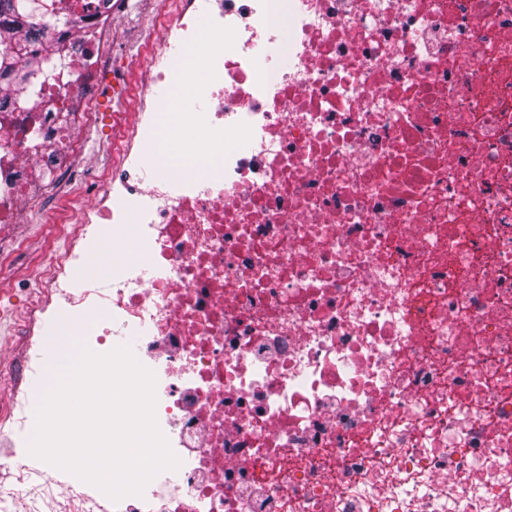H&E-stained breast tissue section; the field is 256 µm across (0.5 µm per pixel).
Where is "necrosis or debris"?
Returning <instances> with one entry per match:
<instances>
[{"mask_svg":"<svg viewBox=\"0 0 512 512\" xmlns=\"http://www.w3.org/2000/svg\"><path fill=\"white\" fill-rule=\"evenodd\" d=\"M71 2L65 78L16 112L0 81V282L48 261L11 328L31 374L74 334L155 373L182 464L122 512H512V0H175L104 165L118 18ZM191 137L209 172L168 175ZM83 487L0 512H109ZM102 112H105L106 118L103 122L96 128L90 130L86 133L87 140V152L98 159L99 162L104 163L108 161L109 157L106 153L107 144L110 141V127H109V111L106 110V106H104L103 98H101ZM180 144L178 142H167L163 145V147L159 151V161L162 163L164 167L166 166H175L177 165V160L174 158H178L182 163L195 166V169L198 174H205L208 172V168L204 161H201L197 155H192L189 157H184L178 153V148Z\"/></svg>","mask_w":512,"mask_h":512,"instance_id":"necrosis-or-debris-1","label":"necrosis or debris"}]
</instances>
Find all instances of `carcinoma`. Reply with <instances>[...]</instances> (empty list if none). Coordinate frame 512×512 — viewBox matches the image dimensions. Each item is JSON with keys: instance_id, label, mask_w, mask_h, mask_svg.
<instances>
[{"instance_id": "obj_1", "label": "carcinoma", "mask_w": 512, "mask_h": 512, "mask_svg": "<svg viewBox=\"0 0 512 512\" xmlns=\"http://www.w3.org/2000/svg\"><path fill=\"white\" fill-rule=\"evenodd\" d=\"M32 0H0V28L10 26L24 32V37L12 47L0 51V78L9 77L17 97L28 94L34 80L43 73L44 60L30 52L35 42L49 37L59 25L69 23L66 9L61 8L40 16L33 23Z\"/></svg>"}]
</instances>
